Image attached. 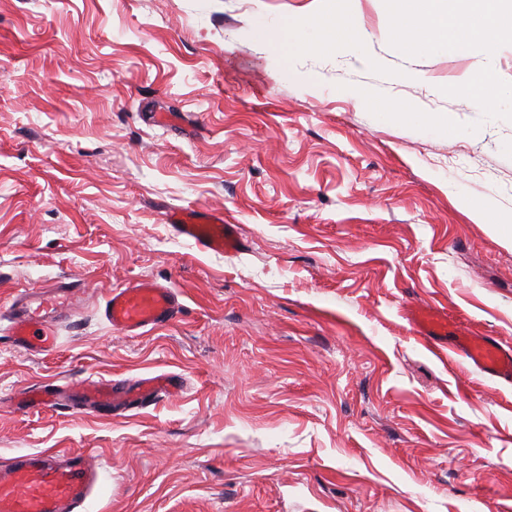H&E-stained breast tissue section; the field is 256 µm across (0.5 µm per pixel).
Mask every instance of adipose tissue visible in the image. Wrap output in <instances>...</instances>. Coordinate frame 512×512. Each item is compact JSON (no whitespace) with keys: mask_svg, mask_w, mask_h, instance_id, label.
<instances>
[{"mask_svg":"<svg viewBox=\"0 0 512 512\" xmlns=\"http://www.w3.org/2000/svg\"><path fill=\"white\" fill-rule=\"evenodd\" d=\"M397 16L389 32L404 53L447 52L481 45L487 48L512 42V0H463L453 11L448 0H395ZM263 38L282 64L302 51L344 47L364 65L375 66L364 44L366 34L357 23L356 0H318L304 22L291 19L265 31ZM460 99L484 106H500L507 98L494 74L478 66L456 87Z\"/></svg>","mask_w":512,"mask_h":512,"instance_id":"obj_1","label":"adipose tissue"}]
</instances>
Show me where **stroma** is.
<instances>
[{
  "mask_svg": "<svg viewBox=\"0 0 512 512\" xmlns=\"http://www.w3.org/2000/svg\"><path fill=\"white\" fill-rule=\"evenodd\" d=\"M313 6L0 0V314L27 288L86 289L51 353L0 331V465L90 456L86 512H512V383L408 321L429 303L512 344V239L463 205L512 215V110L453 93L480 63L512 89V46L408 56L393 0H359L377 67H281L261 28ZM388 101L455 128L383 119ZM189 206L241 250L177 236L166 213ZM140 279L181 313L114 332L98 306ZM163 373L180 390L126 413L14 405Z\"/></svg>",
  "mask_w": 512,
  "mask_h": 512,
  "instance_id": "35a3bbf8",
  "label": "stroma"
}]
</instances>
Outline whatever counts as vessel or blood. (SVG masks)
<instances>
[{
	"label": "vessel or blood",
	"mask_w": 512,
	"mask_h": 512,
	"mask_svg": "<svg viewBox=\"0 0 512 512\" xmlns=\"http://www.w3.org/2000/svg\"><path fill=\"white\" fill-rule=\"evenodd\" d=\"M174 231L201 250L233 254L241 242L237 227L222 214L193 208L168 212ZM80 284L51 283L17 294L10 304L8 334L14 345L29 354L54 351L58 326L84 296ZM182 309L178 293L155 280L136 281L108 291L99 311L118 333L138 335L174 322ZM412 321L426 343L436 350L466 358L481 372L512 383V346L493 336H449L448 315L425 304L412 313ZM178 381L163 375L142 379L137 387L99 380L74 388L41 387L35 406L67 405L72 411L91 408L129 411L161 393H172ZM102 475L86 457L72 455L61 461L52 451L26 454L0 468V512H84Z\"/></svg>",
	"instance_id": "obj_1"
}]
</instances>
